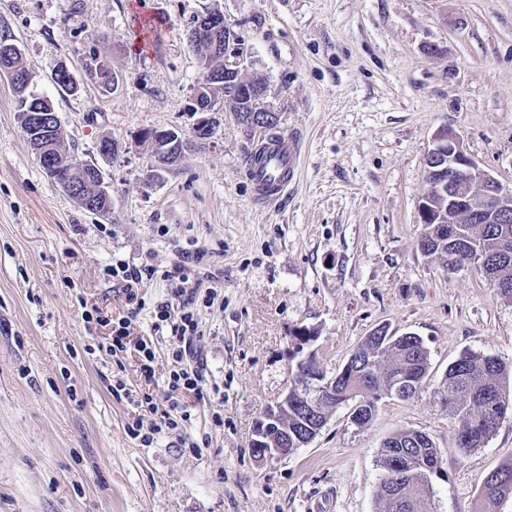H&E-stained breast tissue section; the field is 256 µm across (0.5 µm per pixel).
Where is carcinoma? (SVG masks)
<instances>
[{"instance_id": "carcinoma-1", "label": "carcinoma", "mask_w": 512, "mask_h": 512, "mask_svg": "<svg viewBox=\"0 0 512 512\" xmlns=\"http://www.w3.org/2000/svg\"><path fill=\"white\" fill-rule=\"evenodd\" d=\"M15 108L23 112L35 103L47 112L55 111L45 97L28 89L13 88ZM512 238V224H457L455 235H442L437 224L423 225L420 242L426 255L444 260L447 266L461 268L474 257L482 259L483 275L497 285V294L512 298V253L500 251V240ZM351 372V391L369 402L368 423L375 414V403L386 395L394 376L403 380L404 399L414 397L429 375L428 351L423 340L402 334L379 342L371 339L357 350ZM509 370L497 357L465 352L448 366L445 374L444 407L458 422L455 447L460 455L481 448L499 428L493 419L497 408L512 407ZM409 453L414 465L396 480L383 479L378 493L379 512H426L424 483L427 475L440 468L438 448L426 433L402 430L381 448L383 472L390 470L393 456ZM512 492V465L491 472L482 483V507L479 512H497L505 494Z\"/></svg>"}]
</instances>
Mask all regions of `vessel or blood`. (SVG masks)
<instances>
[{"label": "vessel or blood", "instance_id": "vessel-or-blood-1", "mask_svg": "<svg viewBox=\"0 0 512 512\" xmlns=\"http://www.w3.org/2000/svg\"><path fill=\"white\" fill-rule=\"evenodd\" d=\"M300 153L301 136L297 133L267 145V164L255 166L250 171L256 199L272 201L282 195L297 174Z\"/></svg>", "mask_w": 512, "mask_h": 512}]
</instances>
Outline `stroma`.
<instances>
[{"label": "stroma", "instance_id": "1", "mask_svg": "<svg viewBox=\"0 0 512 512\" xmlns=\"http://www.w3.org/2000/svg\"><path fill=\"white\" fill-rule=\"evenodd\" d=\"M210 9L238 37L244 75L271 85L280 134L304 137L299 178L277 200H257L246 176L262 133L228 109L175 170L150 174L142 132L191 133L201 69L186 33ZM1 33L67 148L102 169L112 213L93 216L46 177L0 78V512H376L379 450L406 429L439 450L428 512H476L483 478L512 463V414L460 456L443 381L465 351L512 365V299L422 253L416 205L441 130L512 185V0H0ZM96 58L113 87L88 76ZM61 62L80 85L64 98L51 81ZM118 262L153 269L137 299L109 275ZM179 265L220 388L205 400L170 391L178 343L155 331ZM125 321L124 351H102ZM299 326L327 374L385 327L423 339L430 376L413 399H381L366 425L336 408L309 445L261 462L252 430L293 380ZM147 396L190 419L146 447L127 424L153 419ZM205 434L199 452L181 444Z\"/></svg>", "mask_w": 512, "mask_h": 512}]
</instances>
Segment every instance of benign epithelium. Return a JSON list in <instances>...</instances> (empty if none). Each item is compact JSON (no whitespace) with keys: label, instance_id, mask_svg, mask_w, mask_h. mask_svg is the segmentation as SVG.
<instances>
[{"label":"benign epithelium","instance_id":"obj_1","mask_svg":"<svg viewBox=\"0 0 512 512\" xmlns=\"http://www.w3.org/2000/svg\"><path fill=\"white\" fill-rule=\"evenodd\" d=\"M233 36L224 25V15L216 11L202 14L193 32L196 41L214 43L219 34ZM244 58L224 68L210 70L192 96L189 111L196 115L193 140L203 143L215 133L214 114L224 111V98L244 97L250 105L253 128L264 131L271 124L280 123L278 113L266 104L272 89L264 80L245 79L240 75ZM18 117L25 134L31 139L34 154L45 160L46 176L68 190L79 204L96 203L101 206L98 215L112 214V194L104 176L87 177L79 184L72 179L76 168L85 164L69 150L59 149L53 137L61 129L55 112H20ZM150 144L154 158L164 161L170 170L180 164L187 151V139L172 130H153ZM427 180L439 195L448 197V220L440 217L427 196L417 202L420 222L423 224H512V186L505 185L479 168L463 148L460 137L452 131H441L434 136L432 148L426 156ZM347 376V367L332 376L324 371L316 352L311 350L295 364L297 383L285 390L281 397L266 409L255 422L250 439L254 457L259 461L280 459L292 454L298 446L310 443L319 431L299 437L288 433L281 423V414L293 405L307 418L320 414V407L336 396V380Z\"/></svg>","mask_w":512,"mask_h":512}]
</instances>
